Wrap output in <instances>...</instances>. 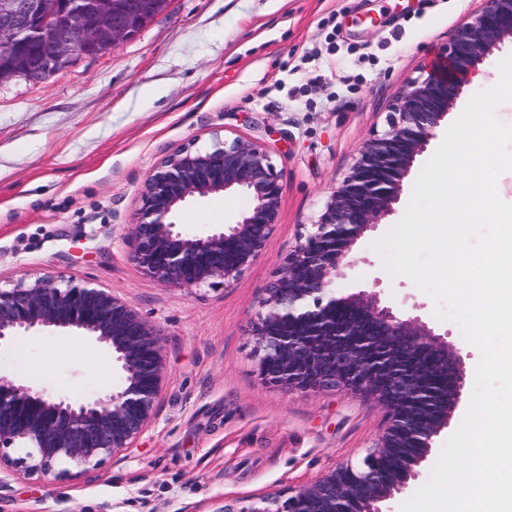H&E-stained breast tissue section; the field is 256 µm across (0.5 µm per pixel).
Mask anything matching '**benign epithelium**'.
<instances>
[{
  "label": "benign epithelium",
  "mask_w": 512,
  "mask_h": 512,
  "mask_svg": "<svg viewBox=\"0 0 512 512\" xmlns=\"http://www.w3.org/2000/svg\"><path fill=\"white\" fill-rule=\"evenodd\" d=\"M37 0H0V83L16 77L44 82L78 57L104 56L169 6V0H59L64 23L36 19ZM512 39V0H488L461 27L446 55L410 80L389 113L388 129L360 149L349 175L318 220L286 258L261 301L252 327L257 367L268 384L290 391L342 390L377 401L385 424L361 463L341 464L288 492L226 502L216 512H384L420 475L434 438L450 425L466 385L461 350L419 315L402 318L381 292H336L359 240L392 213L402 181L440 121L477 75V66ZM238 193L248 206L229 224L203 229L179 222L184 205ZM281 176L255 140L215 138L190 143L157 163L140 190L128 236L147 276L191 289L239 277L257 259L279 221ZM47 329L83 336L106 350L116 381L104 395L53 398L16 372L0 370V449L25 448L0 465L47 476L61 461L94 468L117 456L153 423L162 395L165 360L160 330L123 297L91 281L57 275L22 277L0 287V350ZM441 383L432 405L421 403L426 383Z\"/></svg>",
  "instance_id": "7a95c632"
}]
</instances>
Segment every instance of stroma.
Listing matches in <instances>:
<instances>
[{
  "label": "stroma",
  "instance_id": "35a3bbf8",
  "mask_svg": "<svg viewBox=\"0 0 512 512\" xmlns=\"http://www.w3.org/2000/svg\"><path fill=\"white\" fill-rule=\"evenodd\" d=\"M487 0H172L135 38L80 58L47 81L0 84V280L66 275L130 301L161 331L166 379L154 423L134 448L92 469L0 471V512H216L223 498L287 494L359 462L380 432L373 400L265 385L251 326L288 256L384 131L392 105ZM503 43L480 66L417 156L391 215L357 245L337 280L381 285L407 312L423 303L451 330L475 375L481 352L433 299L383 266L378 242L404 217L414 184L471 97L488 89ZM259 141L280 174L279 222L229 282L188 290L142 273L126 238L150 170L214 135ZM244 198L188 205L181 223L232 222ZM0 362L53 395L94 397L112 359L66 333L20 341Z\"/></svg>",
  "mask_w": 512,
  "mask_h": 512
}]
</instances>
